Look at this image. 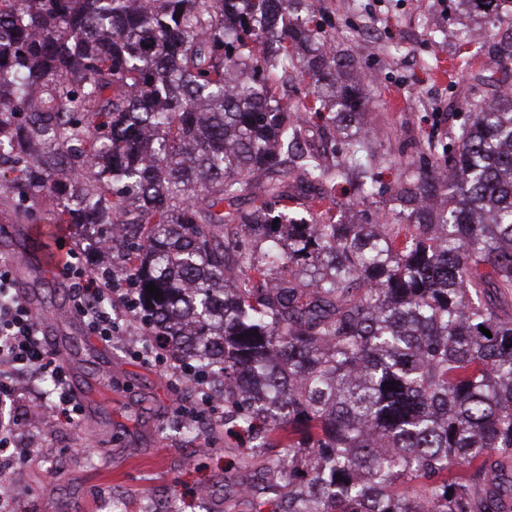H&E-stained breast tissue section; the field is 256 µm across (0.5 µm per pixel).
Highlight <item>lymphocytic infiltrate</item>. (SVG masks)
<instances>
[{
	"instance_id": "f902f5d3",
	"label": "lymphocytic infiltrate",
	"mask_w": 512,
	"mask_h": 512,
	"mask_svg": "<svg viewBox=\"0 0 512 512\" xmlns=\"http://www.w3.org/2000/svg\"><path fill=\"white\" fill-rule=\"evenodd\" d=\"M67 256L61 275L72 289L74 310L84 321L89 335L104 342L118 338L131 319L132 289L114 287L111 276L85 268L76 249H68ZM129 351L144 363L166 366L173 391L192 384L194 396L188 401H178V413L207 421L214 427L223 424V416L217 415L209 399L207 375L195 376L183 363H169L148 339L141 345L130 346ZM23 376L38 382L53 380L54 388L47 393L42 408L58 423L69 425L79 418L81 408L69 388L66 371L18 288L15 262L0 256V401L14 407L13 417L0 423V449L8 451L16 468L28 462L29 455L27 449L19 447L15 432L30 424L33 411L18 385Z\"/></svg>"
}]
</instances>
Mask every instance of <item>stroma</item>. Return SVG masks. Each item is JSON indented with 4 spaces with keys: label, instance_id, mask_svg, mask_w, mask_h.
<instances>
[{
    "label": "stroma",
    "instance_id": "stroma-1",
    "mask_svg": "<svg viewBox=\"0 0 512 512\" xmlns=\"http://www.w3.org/2000/svg\"><path fill=\"white\" fill-rule=\"evenodd\" d=\"M333 10L337 49L360 47L373 73L364 106L376 117L390 151L411 149L418 136L446 135L468 119L456 100L486 63L489 43L469 41L479 27L465 0H325ZM97 369L95 385L111 389L105 411L82 414L79 424L51 425L23 469L6 470L16 484L18 512H107L120 492L128 512L163 494L180 512H248L239 484L270 505L288 499L238 437L217 431L210 451H194L179 428L165 367L134 359L120 343L93 341L73 361ZM213 487L218 506L195 495Z\"/></svg>",
    "mask_w": 512,
    "mask_h": 512
}]
</instances>
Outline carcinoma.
Masks as SVG:
<instances>
[{
	"instance_id": "1",
	"label": "carcinoma",
	"mask_w": 512,
	"mask_h": 512,
	"mask_svg": "<svg viewBox=\"0 0 512 512\" xmlns=\"http://www.w3.org/2000/svg\"><path fill=\"white\" fill-rule=\"evenodd\" d=\"M492 54L473 89L512 35ZM364 92L313 0H0V220L41 199L110 243L142 331L224 386L225 432L288 449L281 512H512V92L420 141L373 213Z\"/></svg>"
}]
</instances>
